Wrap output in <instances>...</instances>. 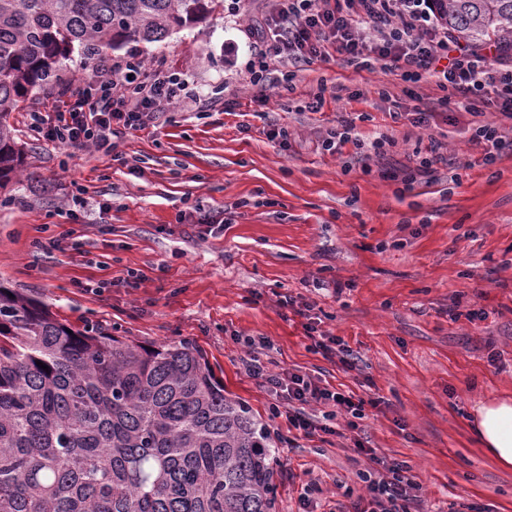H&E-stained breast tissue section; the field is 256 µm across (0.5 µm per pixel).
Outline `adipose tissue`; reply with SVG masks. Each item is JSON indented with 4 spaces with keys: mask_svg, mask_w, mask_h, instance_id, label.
Instances as JSON below:
<instances>
[{
    "mask_svg": "<svg viewBox=\"0 0 512 512\" xmlns=\"http://www.w3.org/2000/svg\"><path fill=\"white\" fill-rule=\"evenodd\" d=\"M476 444L500 467L512 470V399L494 398L477 404L470 418Z\"/></svg>",
    "mask_w": 512,
    "mask_h": 512,
    "instance_id": "obj_1",
    "label": "adipose tissue"
}]
</instances>
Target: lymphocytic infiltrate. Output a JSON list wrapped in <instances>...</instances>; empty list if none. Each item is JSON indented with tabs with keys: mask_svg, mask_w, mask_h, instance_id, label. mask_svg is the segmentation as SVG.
Masks as SVG:
<instances>
[{
	"mask_svg": "<svg viewBox=\"0 0 512 512\" xmlns=\"http://www.w3.org/2000/svg\"><path fill=\"white\" fill-rule=\"evenodd\" d=\"M231 0L232 15L246 18L250 41L244 70L250 84L266 92L271 75L278 88L294 92L299 71L314 61L342 60L359 70L381 68L405 84L437 78L442 91L435 105L420 103L409 112H392L394 121L430 129L437 108L470 114L471 140L481 147L484 163L491 164L512 152V65L505 63L512 47L496 44L495 55L482 48H466L449 32L434 0ZM187 79L176 73L123 61L111 74L92 71L79 89L63 90L54 110H34L30 128L37 139L72 148L108 149L119 129L143 130L153 125L160 111L193 98ZM393 136L381 133L364 139L355 117L340 112L334 126L319 136L322 150L342 153L353 146L351 161L367 163L394 147ZM305 318L307 335L324 357H337L355 368L350 348L338 337L319 332L313 304L294 306ZM246 374L267 386L288 410V424L303 436L335 434L334 422L345 418L349 429L365 418L364 399L320 385L306 374L283 368L273 372L257 356L243 362ZM323 407L321 420L304 412L305 406ZM371 467L361 475L366 501H354L351 512H414L421 486L412 469L388 459L376 449L365 451Z\"/></svg>",
	"mask_w": 512,
	"mask_h": 512,
	"instance_id": "obj_1",
	"label": "lymphocytic infiltrate"
}]
</instances>
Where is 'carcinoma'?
<instances>
[{
    "instance_id": "obj_1",
    "label": "carcinoma",
    "mask_w": 512,
    "mask_h": 512,
    "mask_svg": "<svg viewBox=\"0 0 512 512\" xmlns=\"http://www.w3.org/2000/svg\"><path fill=\"white\" fill-rule=\"evenodd\" d=\"M459 38L512 42V0H436ZM223 0H0V188L24 166L10 122L36 87ZM48 366L43 369L37 365ZM277 448L192 341L67 324L0 286V512H272Z\"/></svg>"
}]
</instances>
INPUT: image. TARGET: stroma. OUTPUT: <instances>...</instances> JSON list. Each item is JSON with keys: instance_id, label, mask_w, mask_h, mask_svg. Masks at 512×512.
Here are the masks:
<instances>
[{"instance_id": "obj_1", "label": "stroma", "mask_w": 512, "mask_h": 512, "mask_svg": "<svg viewBox=\"0 0 512 512\" xmlns=\"http://www.w3.org/2000/svg\"><path fill=\"white\" fill-rule=\"evenodd\" d=\"M241 26L218 11L162 42L104 52L107 62L166 64L201 99L124 131L112 151L52 145L29 128L30 111L86 77L80 54L21 103L11 121L27 159L0 189V283L77 327L89 321L148 344L192 340L225 394L283 437L286 416H274V397L244 372L247 338L269 339L261 357L271 370L378 400L358 430L279 443L273 512H348L371 467L358 440L411 466L419 512H512V471L469 428L476 404L512 397V153L484 164L464 112L439 113L428 132L393 128V103L410 100L378 69L317 61L298 73L294 94L258 102ZM322 85L333 98L302 110ZM340 112L363 114L366 134L395 130L397 145L370 170L345 167L316 147ZM281 128L287 138L275 137ZM434 136L448 144V167L404 191L399 170ZM116 152L128 166L113 164ZM81 198L101 205L94 223L69 219ZM222 210L231 223H201ZM43 234L59 246L35 249ZM131 270L147 274L138 287H109ZM102 281L101 293L86 291ZM284 295L315 303L321 330L343 339L358 369L316 353L303 318L280 306ZM474 306L485 319L467 318ZM311 483L318 490L301 505Z\"/></svg>"}]
</instances>
